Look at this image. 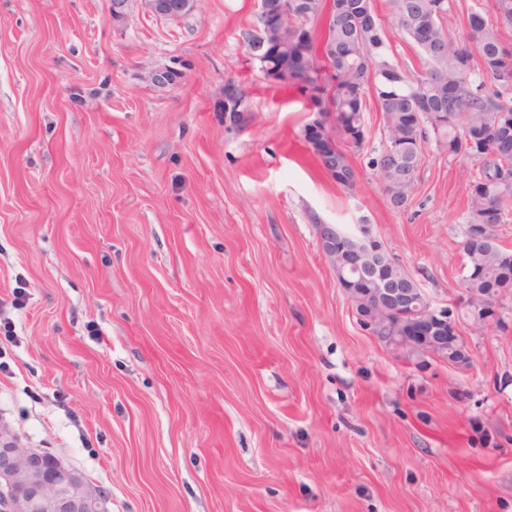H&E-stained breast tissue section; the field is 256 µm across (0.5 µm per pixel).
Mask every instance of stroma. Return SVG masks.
Here are the masks:
<instances>
[{"instance_id":"obj_1","label":"stroma","mask_w":512,"mask_h":512,"mask_svg":"<svg viewBox=\"0 0 512 512\" xmlns=\"http://www.w3.org/2000/svg\"><path fill=\"white\" fill-rule=\"evenodd\" d=\"M255 13L197 0L116 25L109 0H0V424L109 512H512V295L500 323L459 321L469 365L396 349L361 326L318 234L367 220L460 313L472 161L428 141L392 208L372 102L357 184L333 182L305 102L239 41ZM167 66L179 83L151 84ZM228 80L246 126L224 114Z\"/></svg>"}]
</instances>
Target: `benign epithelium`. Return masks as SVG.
<instances>
[{
    "label": "benign epithelium",
    "instance_id": "benign-epithelium-1",
    "mask_svg": "<svg viewBox=\"0 0 512 512\" xmlns=\"http://www.w3.org/2000/svg\"><path fill=\"white\" fill-rule=\"evenodd\" d=\"M134 1L158 16L187 14L196 5V0H111L112 23L123 22ZM323 128L324 114L318 112L306 131L331 150L335 145L323 136ZM358 231L349 244L335 225H319L321 249L341 287L360 307L363 327L392 346L427 349L450 365L465 363L466 350L448 348L446 334L455 331L453 312L431 307L413 278L409 288L385 287L378 270L397 261L371 234L370 225L360 224ZM107 502L108 496L82 473L43 450L19 447L9 429H0V512H108Z\"/></svg>",
    "mask_w": 512,
    "mask_h": 512
}]
</instances>
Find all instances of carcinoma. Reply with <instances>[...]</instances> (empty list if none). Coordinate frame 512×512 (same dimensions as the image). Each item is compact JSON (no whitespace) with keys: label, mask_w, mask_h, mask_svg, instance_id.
<instances>
[{"label":"carcinoma","mask_w":512,"mask_h":512,"mask_svg":"<svg viewBox=\"0 0 512 512\" xmlns=\"http://www.w3.org/2000/svg\"><path fill=\"white\" fill-rule=\"evenodd\" d=\"M309 12L307 40L299 36L303 24L295 11L279 12L268 23L254 19L240 32L242 43L260 26L270 43L266 64L260 66L270 82L303 92L331 91L319 100L325 112V137L336 152L312 154L325 168L336 169V183L351 191L357 182L347 149H360L365 130L367 97L384 113V139L370 159L393 208L414 196L419 177L400 176L402 161L423 153L433 139L450 157L463 156L478 165L468 181L464 224H477L489 209L505 219L512 211V47L505 46L498 26L479 10L468 14L465 41L448 37L447 18L454 0H388V11L403 33L417 46L423 71L408 76L390 57L385 32L373 0H299ZM366 14L370 21L356 23ZM327 19L325 32L315 35ZM463 268L468 307L479 302L475 290L493 283L496 291L487 306L500 322L496 302L512 292V254L495 232L479 246L463 240Z\"/></svg>","instance_id":"obj_1"}]
</instances>
